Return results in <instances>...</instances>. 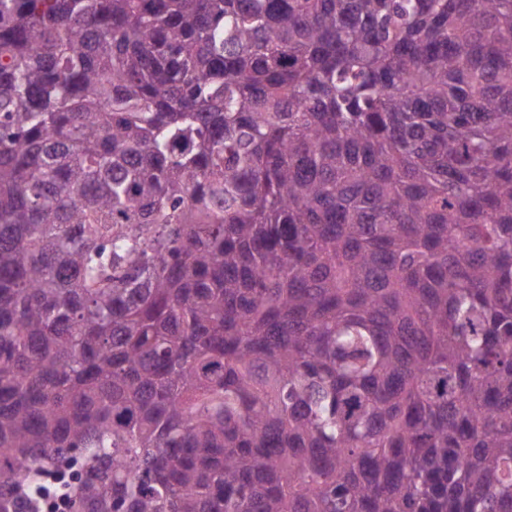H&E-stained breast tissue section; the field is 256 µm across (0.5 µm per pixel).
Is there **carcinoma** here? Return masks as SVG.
Masks as SVG:
<instances>
[{
  "instance_id": "obj_1",
  "label": "carcinoma",
  "mask_w": 512,
  "mask_h": 512,
  "mask_svg": "<svg viewBox=\"0 0 512 512\" xmlns=\"http://www.w3.org/2000/svg\"><path fill=\"white\" fill-rule=\"evenodd\" d=\"M512 512V0H0V512Z\"/></svg>"
}]
</instances>
